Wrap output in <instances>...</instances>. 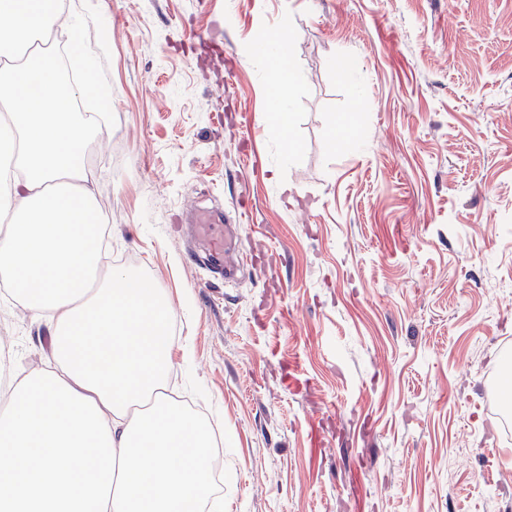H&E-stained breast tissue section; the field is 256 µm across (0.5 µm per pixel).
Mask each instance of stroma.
<instances>
[{"label":"stroma","mask_w":512,"mask_h":512,"mask_svg":"<svg viewBox=\"0 0 512 512\" xmlns=\"http://www.w3.org/2000/svg\"><path fill=\"white\" fill-rule=\"evenodd\" d=\"M94 3L95 205L173 316L220 512H512V0ZM262 29L291 35L293 152ZM201 206L239 227L236 281L186 256ZM48 343L0 287L6 371Z\"/></svg>","instance_id":"35a3bbf8"}]
</instances>
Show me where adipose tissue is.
<instances>
[{
	"mask_svg": "<svg viewBox=\"0 0 512 512\" xmlns=\"http://www.w3.org/2000/svg\"><path fill=\"white\" fill-rule=\"evenodd\" d=\"M0 18V103L24 134L0 165V274L51 336L48 368L0 385V512H187L214 436L166 390L165 298L99 270L90 123L38 43L50 0H0Z\"/></svg>",
	"mask_w": 512,
	"mask_h": 512,
	"instance_id": "adipose-tissue-1",
	"label": "adipose tissue"
}]
</instances>
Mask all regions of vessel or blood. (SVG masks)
<instances>
[{"mask_svg": "<svg viewBox=\"0 0 512 512\" xmlns=\"http://www.w3.org/2000/svg\"><path fill=\"white\" fill-rule=\"evenodd\" d=\"M185 234L189 239L186 253L191 263L205 266L224 280L237 279L241 265L235 225L225 223L217 212L199 209L187 224Z\"/></svg>", "mask_w": 512, "mask_h": 512, "instance_id": "b4317fda", "label": "vessel or blood"}]
</instances>
